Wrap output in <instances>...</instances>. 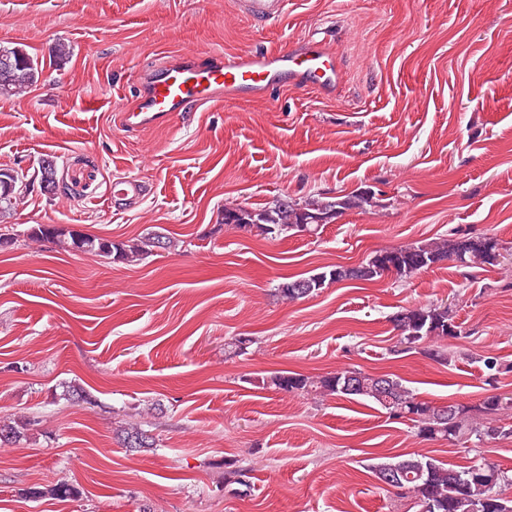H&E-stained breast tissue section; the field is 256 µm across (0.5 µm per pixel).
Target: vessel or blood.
<instances>
[{
  "mask_svg": "<svg viewBox=\"0 0 512 512\" xmlns=\"http://www.w3.org/2000/svg\"><path fill=\"white\" fill-rule=\"evenodd\" d=\"M233 7L255 21H278L287 0H232ZM311 87L328 94L341 82L336 54L320 40L311 39L299 48H284L265 54L201 56L190 53L181 60L147 67L131 104L125 108L126 124H163L173 115L205 106L218 96L229 99L259 98L282 81ZM142 194L135 180L112 185L116 203L132 204Z\"/></svg>",
  "mask_w": 512,
  "mask_h": 512,
  "instance_id": "1",
  "label": "vessel or blood"
}]
</instances>
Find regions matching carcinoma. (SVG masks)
<instances>
[{
  "instance_id": "obj_1",
  "label": "carcinoma",
  "mask_w": 512,
  "mask_h": 512,
  "mask_svg": "<svg viewBox=\"0 0 512 512\" xmlns=\"http://www.w3.org/2000/svg\"><path fill=\"white\" fill-rule=\"evenodd\" d=\"M38 71L34 59L22 48L0 45V96L16 97L36 83ZM14 169H0V215L14 209L17 193H5V181H19ZM37 178L51 191L58 189L57 161L52 157L41 159ZM376 204L374 194L361 191L354 195L331 198L312 195L302 202L286 197L262 208L235 206L224 208V223L250 233L278 238L292 232L308 231L316 234L336 218L342 210H364ZM28 239L48 242L63 251L80 252L119 262H136L153 253L171 247L170 238L155 230L127 241L85 234L76 229H64L54 224H34L26 229ZM482 235L453 233L439 241L414 242L395 248L376 251L366 262L347 267L329 265L324 270L292 279L283 278L277 295L288 301H297L317 294L326 285L343 280L372 281L385 274L400 278L410 277L446 260L461 267L496 266L493 251L487 249ZM400 331L398 344L410 350L422 343L440 339H457L465 335L462 324L446 302L403 308L393 316ZM485 382L497 389L502 365L495 357L483 359ZM266 386L295 394H314L360 399L376 404L388 418L407 419L417 427L425 439H444L450 442L483 441L491 436L512 434V428L498 424V415L512 409V402L502 403L495 394L485 396L475 405L450 403L435 406L417 397L395 374H370L349 369L312 378L298 373L280 372L266 379ZM29 422L21 424L0 421V446L12 445L25 437ZM119 439L123 447L136 452L156 447L150 431L135 425L121 429ZM401 477L402 484L411 492L418 512H512V497L503 494V487L512 485V477L495 464L483 459L456 469L432 457L409 453L391 457L372 465L376 477L385 470ZM249 487L248 469L224 462V485Z\"/></svg>"
}]
</instances>
